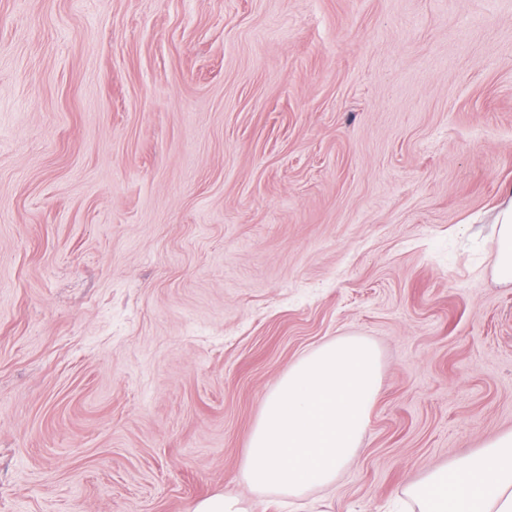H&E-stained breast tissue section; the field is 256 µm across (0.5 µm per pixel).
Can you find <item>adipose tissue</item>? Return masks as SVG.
Instances as JSON below:
<instances>
[{
    "mask_svg": "<svg viewBox=\"0 0 512 512\" xmlns=\"http://www.w3.org/2000/svg\"><path fill=\"white\" fill-rule=\"evenodd\" d=\"M494 280L512 287V202L492 228ZM408 494L420 512H512V431L488 440L471 456L429 471Z\"/></svg>",
    "mask_w": 512,
    "mask_h": 512,
    "instance_id": "1",
    "label": "adipose tissue"
}]
</instances>
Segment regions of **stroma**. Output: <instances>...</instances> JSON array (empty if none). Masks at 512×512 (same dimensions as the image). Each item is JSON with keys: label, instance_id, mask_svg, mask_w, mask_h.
<instances>
[{"label": "stroma", "instance_id": "stroma-1", "mask_svg": "<svg viewBox=\"0 0 512 512\" xmlns=\"http://www.w3.org/2000/svg\"><path fill=\"white\" fill-rule=\"evenodd\" d=\"M512 0H0V512H193L338 336L382 379L295 512L512 430ZM492 236V276L497 283L512 287V197L499 210Z\"/></svg>", "mask_w": 512, "mask_h": 512}]
</instances>
